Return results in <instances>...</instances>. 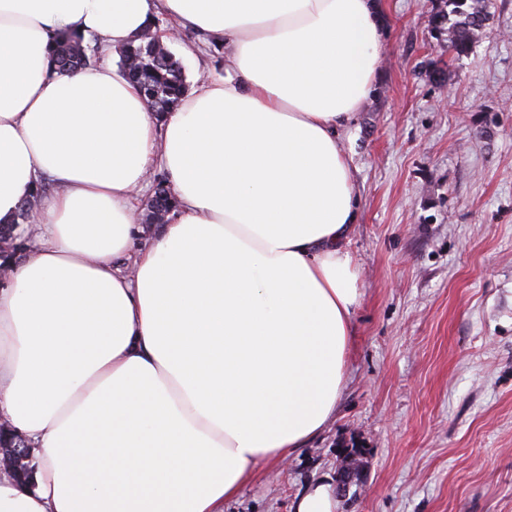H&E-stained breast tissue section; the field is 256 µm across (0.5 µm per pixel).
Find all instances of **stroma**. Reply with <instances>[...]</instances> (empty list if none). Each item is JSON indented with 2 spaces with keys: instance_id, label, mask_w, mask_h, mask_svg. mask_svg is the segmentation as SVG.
I'll use <instances>...</instances> for the list:
<instances>
[{
  "instance_id": "1",
  "label": "stroma",
  "mask_w": 512,
  "mask_h": 512,
  "mask_svg": "<svg viewBox=\"0 0 512 512\" xmlns=\"http://www.w3.org/2000/svg\"><path fill=\"white\" fill-rule=\"evenodd\" d=\"M443 7L383 0L375 93L340 133L363 296L336 416L224 512H293L346 448L362 477L337 512H512V0L459 60ZM169 47L187 84L223 77L203 34Z\"/></svg>"
}]
</instances>
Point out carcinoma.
<instances>
[{
    "mask_svg": "<svg viewBox=\"0 0 512 512\" xmlns=\"http://www.w3.org/2000/svg\"><path fill=\"white\" fill-rule=\"evenodd\" d=\"M448 12L434 16L433 23L448 32V53L460 59L470 52L475 34L489 20L485 0H447ZM55 61L61 71L91 67L98 63L97 47L82 35L64 31L56 42ZM121 56L129 63H121L125 75L136 83L145 99L155 94L153 111L169 112L184 95L187 88L181 61L174 54H165L147 40L137 38Z\"/></svg>",
    "mask_w": 512,
    "mask_h": 512,
    "instance_id": "carcinoma-1",
    "label": "carcinoma"
}]
</instances>
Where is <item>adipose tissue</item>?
I'll return each instance as SVG.
<instances>
[{"label": "adipose tissue", "instance_id": "1", "mask_svg": "<svg viewBox=\"0 0 512 512\" xmlns=\"http://www.w3.org/2000/svg\"><path fill=\"white\" fill-rule=\"evenodd\" d=\"M380 0H0V418L35 485L0 512H224L334 417L362 290L338 131L376 87ZM224 77L149 110L122 71L58 73L61 32L122 49L159 16ZM162 172L178 213L135 199Z\"/></svg>", "mask_w": 512, "mask_h": 512}]
</instances>
